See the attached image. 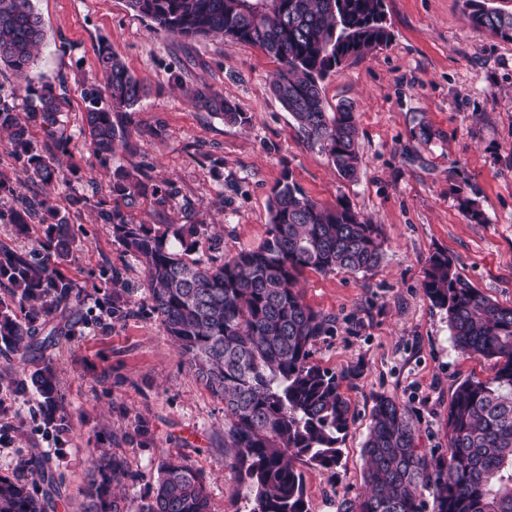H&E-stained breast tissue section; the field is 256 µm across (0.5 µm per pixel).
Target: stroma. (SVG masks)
I'll use <instances>...</instances> for the list:
<instances>
[{"label":"stroma","mask_w":512,"mask_h":512,"mask_svg":"<svg viewBox=\"0 0 512 512\" xmlns=\"http://www.w3.org/2000/svg\"><path fill=\"white\" fill-rule=\"evenodd\" d=\"M43 25L30 76L35 85L66 83L63 115L70 138L63 166H78L108 199L107 173L80 133L84 92L103 86L97 53L108 44L150 87L132 116L136 150L117 147L111 166L146 171L177 194L166 208L141 200L137 219L177 224L191 203L215 225L225 257L257 248L270 222L268 200L282 172L326 206L337 199L378 225L385 256L362 275L305 272L306 302L334 317L332 335L318 339L312 359L341 375L352 421L333 471L303 467L310 512H336L365 489L362 444L379 397L405 405L419 427V445L448 450L445 425L456 385L486 377V360L459 353L448 320L432 307L422 282L429 258L444 251L459 273L487 297L512 306V41L474 28L465 0H385L392 38L347 61L322 84L326 111L352 104L362 169L343 180L327 155L298 133L269 82L277 61L259 47L227 37L184 40L151 28L128 0H32ZM204 83L249 116L245 126L195 109L182 85ZM428 125L429 139L419 135ZM75 236L67 261L83 310L94 316L45 352L58 373L74 427L63 442L44 439L35 397L5 402L1 418L15 425L0 445V475L31 457L45 459L57 479L54 512H81L86 473L100 448L121 453L138 480L124 489L147 496L161 459L173 457L204 476L213 512H245L246 489L224 446V404L189 373L177 346L150 309L139 261L96 221L93 204H71L72 190L50 187ZM482 213L474 220L464 203ZM127 283L126 313L104 317V262ZM146 442L123 443L136 417Z\"/></svg>","instance_id":"stroma-1"}]
</instances>
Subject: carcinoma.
<instances>
[{
	"label": "carcinoma",
	"instance_id": "cac0c4a2",
	"mask_svg": "<svg viewBox=\"0 0 512 512\" xmlns=\"http://www.w3.org/2000/svg\"><path fill=\"white\" fill-rule=\"evenodd\" d=\"M155 28L185 40L222 36L273 55L279 69L271 89L303 137L320 146L338 175L357 178L361 157L353 107L325 110L323 80L345 59L387 43L391 33L384 0H129ZM468 22L512 41V13L466 0ZM42 38L31 0H0V62L26 82L27 120L0 97V130L11 153L44 185L79 181L55 152L68 151L61 116L65 85L37 86L29 76ZM98 65L104 90L85 93L81 134L104 166L116 142L131 146V116L148 93L124 62L103 44ZM198 109L224 122L245 125L247 113L211 86L182 87ZM40 126L48 144L32 140ZM111 202L96 203L100 224L144 267L151 310L177 343L187 369L224 402V447L231 468L246 485V512H309L297 464L333 470L350 429V404L340 377L311 360L312 348L333 331L330 317L312 309L298 288L307 269L320 273L374 270L384 256L377 225L348 204L323 206L283 171L269 198L271 221L257 248L229 259L220 237L196 220L187 203L180 224L136 220L140 200L164 206L176 195L140 171H107ZM8 223L18 237L31 225L43 234L30 250L0 244V391L38 398L45 432L67 435L72 415L64 404L52 361L35 357L72 334L82 320L75 281L63 269L75 237L69 219L47 195L18 199ZM208 237L216 255L195 257ZM446 252L429 259L423 291L445 311L454 346L490 361L486 378L459 383L448 406V455L435 458L418 447L409 412L377 399L363 443L366 493L338 502L336 512H422L432 495L435 512H512V306L483 295ZM100 278L110 292V313H119L127 286L108 264ZM137 479L126 459L103 451L86 477L82 512H212L203 475L163 460L150 495L130 499L118 488ZM55 475L43 459L30 458L11 476L0 475V512H52L47 491Z\"/></svg>",
	"mask_w": 512,
	"mask_h": 512
}]
</instances>
